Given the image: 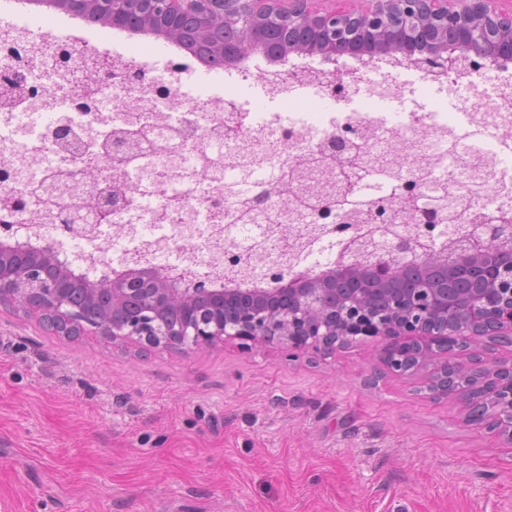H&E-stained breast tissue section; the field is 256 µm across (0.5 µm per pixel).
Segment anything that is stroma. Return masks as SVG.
<instances>
[{
	"mask_svg": "<svg viewBox=\"0 0 512 512\" xmlns=\"http://www.w3.org/2000/svg\"><path fill=\"white\" fill-rule=\"evenodd\" d=\"M9 22L144 38L40 5ZM388 372L322 357L60 336L0 305V512H512V447Z\"/></svg>",
	"mask_w": 512,
	"mask_h": 512,
	"instance_id": "35a3bbf8",
	"label": "stroma"
}]
</instances>
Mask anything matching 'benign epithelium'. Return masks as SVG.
<instances>
[{
	"label": "benign epithelium",
	"instance_id": "1",
	"mask_svg": "<svg viewBox=\"0 0 512 512\" xmlns=\"http://www.w3.org/2000/svg\"><path fill=\"white\" fill-rule=\"evenodd\" d=\"M75 14L90 10L111 25L122 20L135 3L164 26L175 39L186 18L245 24L250 41L221 57L227 68L238 67L257 53L260 27L288 22L327 34L326 57L336 76L348 74L340 59L343 48L362 39L398 45L437 33L426 52L422 72L451 74L464 56L492 62L512 56V11L497 12L491 0H373L365 10L333 5L314 10V0H40ZM501 227L483 223V238L453 257L454 271L472 280L458 298L436 284L437 269L429 262L415 285L403 292L364 288V270L350 255L337 256L334 272L316 278L297 271L281 288H214L208 276L189 282L172 271L134 264L86 290L92 302L106 295L99 316L77 305L71 265L51 245L29 252V243H0V303L9 301L35 314L62 335L79 336L90 329L115 341L133 340L146 349H203L236 342L243 348L275 345L291 356H326L368 339L378 345V359L400 376L433 365L432 390L465 401L463 421L488 428L512 447V363L485 362L475 356L466 363H448V354L467 351L486 339L512 347V256L486 253L485 246ZM368 270L378 284L395 274V259L410 260L422 249L399 239L394 252L371 243Z\"/></svg>",
	"mask_w": 512,
	"mask_h": 512
}]
</instances>
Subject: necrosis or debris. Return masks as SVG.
<instances>
[{"label": "necrosis or debris", "instance_id": "obj_1", "mask_svg": "<svg viewBox=\"0 0 512 512\" xmlns=\"http://www.w3.org/2000/svg\"><path fill=\"white\" fill-rule=\"evenodd\" d=\"M61 36L49 29L10 25L0 29V77L19 70L31 93L0 104V202L67 172L73 154L48 135L64 127L82 145L84 164L101 183L122 185L139 200L136 208H116L108 222L96 223L87 197L55 194L39 211L16 216L27 237L40 240L56 231L54 214L78 211L75 231L61 242L80 263L99 268L109 262H160L176 257L185 272L205 269L224 279V254L239 248L241 237L268 228L254 274L274 267L284 275L295 268L278 230L300 229L277 192L256 218L230 234L228 210L244 208L252 182L235 193L215 178L213 162L240 164L242 148L284 142L281 153L254 164L255 176L273 183L286 166L316 152L336 129L376 131L384 139L419 142L422 154L398 165L401 178L435 183L454 177L463 207L512 212V73L470 61L453 76L423 75L387 57L361 69L359 78L331 90L321 68L304 66L299 78L280 71L253 76L228 74L224 90L208 96L188 94L181 76L185 63L172 59L152 84L132 78L123 83L91 82L99 50L86 42V56L65 69L53 63ZM267 104L253 111L252 101Z\"/></svg>", "mask_w": 512, "mask_h": 512}]
</instances>
